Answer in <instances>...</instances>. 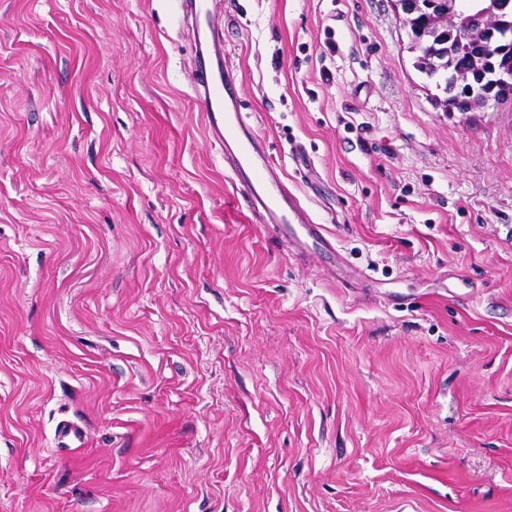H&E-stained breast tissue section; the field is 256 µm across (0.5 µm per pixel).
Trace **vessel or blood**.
<instances>
[{"label":"vessel or blood","instance_id":"b4317fda","mask_svg":"<svg viewBox=\"0 0 512 512\" xmlns=\"http://www.w3.org/2000/svg\"><path fill=\"white\" fill-rule=\"evenodd\" d=\"M189 21L195 53V94L208 137L218 146L234 183L233 200L245 203L298 254L330 259L336 239L290 186L265 140L240 110L237 76L224 59L217 11L212 0H179Z\"/></svg>","mask_w":512,"mask_h":512}]
</instances>
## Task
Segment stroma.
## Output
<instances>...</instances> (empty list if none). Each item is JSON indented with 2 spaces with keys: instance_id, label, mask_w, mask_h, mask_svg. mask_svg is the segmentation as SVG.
I'll return each mask as SVG.
<instances>
[{
  "instance_id": "obj_1",
  "label": "stroma",
  "mask_w": 512,
  "mask_h": 512,
  "mask_svg": "<svg viewBox=\"0 0 512 512\" xmlns=\"http://www.w3.org/2000/svg\"><path fill=\"white\" fill-rule=\"evenodd\" d=\"M217 10L368 278L232 202L174 0H0V512H512V100L442 111L392 0Z\"/></svg>"
}]
</instances>
